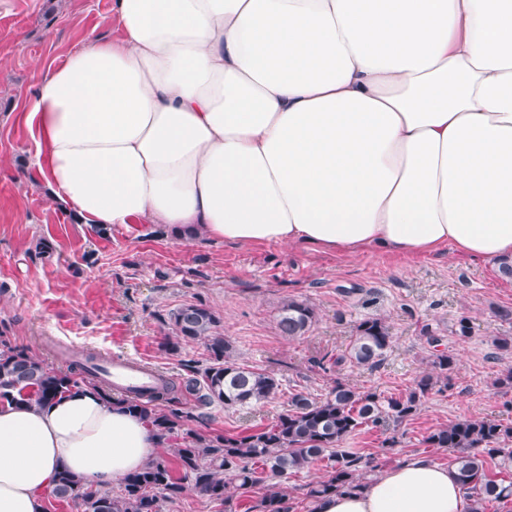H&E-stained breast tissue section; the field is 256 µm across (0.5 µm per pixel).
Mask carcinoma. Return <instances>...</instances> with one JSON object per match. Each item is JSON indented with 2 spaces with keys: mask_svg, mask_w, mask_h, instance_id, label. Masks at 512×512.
I'll return each instance as SVG.
<instances>
[{
  "mask_svg": "<svg viewBox=\"0 0 512 512\" xmlns=\"http://www.w3.org/2000/svg\"><path fill=\"white\" fill-rule=\"evenodd\" d=\"M315 319L314 309L304 301L288 300L277 319L279 332L290 338L304 335ZM222 320L211 308L199 303L185 304L169 314L171 335L165 348L176 354L181 345L205 341L209 352L204 366L185 363L187 376L178 383L164 381L148 399L126 395L116 402L145 419L164 441L183 435L176 449V464L164 457L152 459L145 467L128 474L119 492L74 475L64 468L57 473L54 497L75 503L82 512H162V503H173L189 491L212 501L227 500L231 486L247 488L256 482V466L270 479H282L327 461L328 476L307 492L312 502L365 486L368 476L381 468L377 457L361 456L342 447L346 439L363 427L396 426L415 416L423 400L440 383L448 384L455 366L449 352L435 355L431 370L422 373L406 394L385 397L375 391H359L341 382L329 396L313 400L301 392L291 396L290 409L275 424L255 433L236 435L203 434L189 428L201 423L205 409L215 403L247 407L274 396L279 380L237 362L233 346L221 332ZM392 336L380 318L365 319L356 326L346 351L336 364L349 361L360 367H379L391 347ZM94 388L100 384L46 365L14 344L0 331V401L20 399L42 406L59 394ZM180 391L192 397L187 406H174L172 394ZM431 448L452 450L451 471L471 501L470 512H486L488 503L512 501V482H505L489 468L496 460L512 467V425L495 420L460 419L432 431L426 438ZM257 512H288L285 495L265 494L255 506Z\"/></svg>",
  "mask_w": 512,
  "mask_h": 512,
  "instance_id": "obj_1",
  "label": "carcinoma"
}]
</instances>
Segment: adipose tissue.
Wrapping results in <instances>:
<instances>
[{
    "label": "adipose tissue",
    "instance_id": "adipose-tissue-1",
    "mask_svg": "<svg viewBox=\"0 0 512 512\" xmlns=\"http://www.w3.org/2000/svg\"><path fill=\"white\" fill-rule=\"evenodd\" d=\"M26 115L84 224L355 254L512 261V0H115ZM152 427L95 388L0 403V512H43L61 468H142ZM415 457L316 512H468Z\"/></svg>",
    "mask_w": 512,
    "mask_h": 512
}]
</instances>
